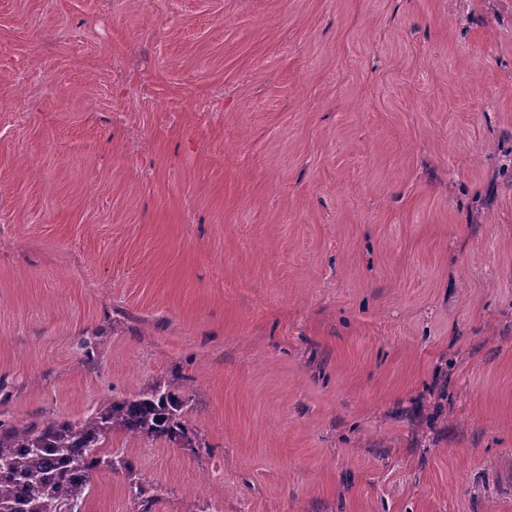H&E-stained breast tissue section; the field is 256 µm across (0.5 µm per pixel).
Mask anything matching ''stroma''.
<instances>
[{"label": "stroma", "instance_id": "obj_1", "mask_svg": "<svg viewBox=\"0 0 512 512\" xmlns=\"http://www.w3.org/2000/svg\"><path fill=\"white\" fill-rule=\"evenodd\" d=\"M155 383L88 512H512V0H0V422Z\"/></svg>", "mask_w": 512, "mask_h": 512}]
</instances>
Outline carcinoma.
<instances>
[{"label": "carcinoma", "mask_w": 512, "mask_h": 512, "mask_svg": "<svg viewBox=\"0 0 512 512\" xmlns=\"http://www.w3.org/2000/svg\"><path fill=\"white\" fill-rule=\"evenodd\" d=\"M184 407L177 394L154 384L80 421L22 429L0 424V512H86L95 471H131L127 460L101 452L108 435L121 431L191 448Z\"/></svg>", "instance_id": "obj_1"}]
</instances>
